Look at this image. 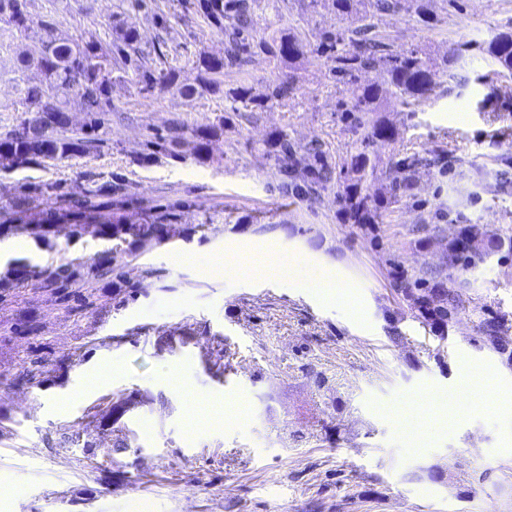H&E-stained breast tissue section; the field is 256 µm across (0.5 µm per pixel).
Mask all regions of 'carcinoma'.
I'll return each mask as SVG.
<instances>
[{
    "label": "carcinoma",
    "instance_id": "cac0c4a2",
    "mask_svg": "<svg viewBox=\"0 0 512 512\" xmlns=\"http://www.w3.org/2000/svg\"><path fill=\"white\" fill-rule=\"evenodd\" d=\"M428 0H307V7L318 12L331 7L336 19L351 20V25L328 33L325 40L334 52L332 62L336 75L347 79L351 85V111L358 113L357 122L364 130L363 140L367 142L387 143L392 140L390 127L370 117V113L381 111L383 96L390 95L404 104L418 103L434 93L438 85L436 72L448 77V65L455 57L446 56L442 66L434 70L424 59L421 48L404 52H393L371 37L373 24L371 18L376 11H406L414 13L421 21L430 22L432 17L427 6ZM31 0H0V17L8 19L15 28L26 30L32 22L29 6ZM252 26L251 7L246 0H238L232 16L228 50L225 58L204 57L202 67L212 75L204 87L217 93L221 91L219 77L224 69L239 61L238 35ZM40 27L46 34L42 55L32 63L22 60L19 71L35 65L44 75L46 84L29 86L25 89L27 111L32 116L24 119L20 125L4 138H0V159L11 160L18 165H28L41 159H53L59 154H86L99 152L104 141L99 138L101 126L100 110L108 76L112 70L129 64L132 59L144 58L139 46L140 34L136 27L125 25L115 30L116 39L121 41V55L112 53V43L96 35L80 37L70 41H61L54 37L52 24L40 20ZM260 45L266 53L277 56L290 63L296 62L306 53L307 43L297 34L281 33L262 37ZM484 50L490 60L500 68L512 71V30L500 31L485 43ZM375 71L380 79L364 80L362 76ZM75 91L83 98L88 115L80 130L81 137L65 136L69 127L66 102L60 94ZM233 101L252 103L259 107L264 101L252 96L246 87L231 88L227 92ZM372 168L369 157L359 153L351 158L350 176L343 182V196L347 212L357 224H371L375 212L371 209V195L366 183L369 169ZM103 204L97 195L90 194L78 203L77 218H86L97 214ZM172 225L158 219L155 224H96L94 233L101 238L127 235L132 243H162L171 238ZM501 238L490 235L477 224H468L460 229L457 238L456 253L451 263L459 270L471 267L469 253L481 249L486 254L499 250ZM92 274L98 277L114 276L113 288L121 290L127 286L124 275L116 271V260L112 252L105 251L93 259ZM81 274L74 268L58 267L45 274L44 282L52 285L51 293L59 303L67 307L68 312L84 310L93 305L95 289L87 288L80 292L73 288ZM448 289L431 288L415 298L419 316L431 326L442 330L448 325L451 312L446 307Z\"/></svg>",
    "mask_w": 512,
    "mask_h": 512
}]
</instances>
